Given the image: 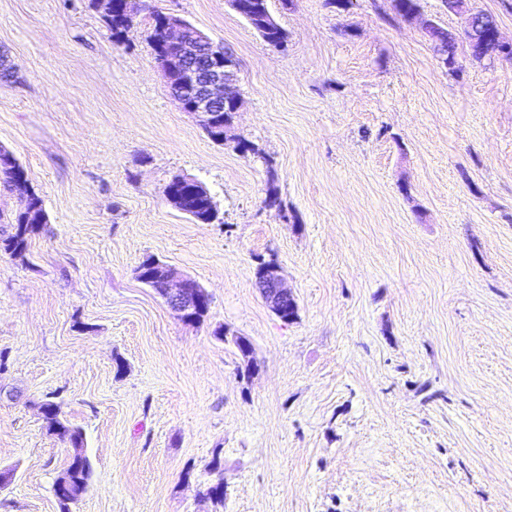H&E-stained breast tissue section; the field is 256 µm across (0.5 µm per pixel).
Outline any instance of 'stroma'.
<instances>
[{
  "instance_id": "1",
  "label": "stroma",
  "mask_w": 512,
  "mask_h": 512,
  "mask_svg": "<svg viewBox=\"0 0 512 512\" xmlns=\"http://www.w3.org/2000/svg\"><path fill=\"white\" fill-rule=\"evenodd\" d=\"M134 6L117 40L91 0H0V145L46 214L0 254V512H57L49 398L93 467L73 512H512V61L461 39L449 71L391 0H268L281 48L226 0ZM155 9L234 53L251 151L170 96ZM177 174L221 223L168 202ZM149 256L202 323L136 279ZM149 264L155 269L153 281L159 295L173 311L187 314L190 310L197 309L198 295L194 289H199L192 285L190 278L153 258L149 260ZM256 284L267 306L278 317L289 309H297L293 295L284 287L279 266L274 258L260 259L256 269Z\"/></svg>"
}]
</instances>
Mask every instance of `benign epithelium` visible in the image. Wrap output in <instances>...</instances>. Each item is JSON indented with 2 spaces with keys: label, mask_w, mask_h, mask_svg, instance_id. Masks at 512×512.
I'll return each mask as SVG.
<instances>
[{
  "label": "benign epithelium",
  "mask_w": 512,
  "mask_h": 512,
  "mask_svg": "<svg viewBox=\"0 0 512 512\" xmlns=\"http://www.w3.org/2000/svg\"><path fill=\"white\" fill-rule=\"evenodd\" d=\"M448 11L463 17L461 32L448 33V38L463 36L471 58L506 59L512 56V40L501 37L496 19L477 14L467 7L468 0H444ZM161 37L152 40V52L165 79L179 78L182 90L174 96L180 107L199 118L206 129L215 128L217 113L224 111V102L239 100L228 88L236 81L238 63L223 47H212L204 61L197 62L198 47L188 26L177 16L168 14ZM155 269L154 285L159 295L178 314L198 307V295L192 280L175 268L150 259ZM256 284L267 306L277 316L297 309L293 295L284 287L275 259L260 260Z\"/></svg>",
  "instance_id": "7a95c632"
}]
</instances>
